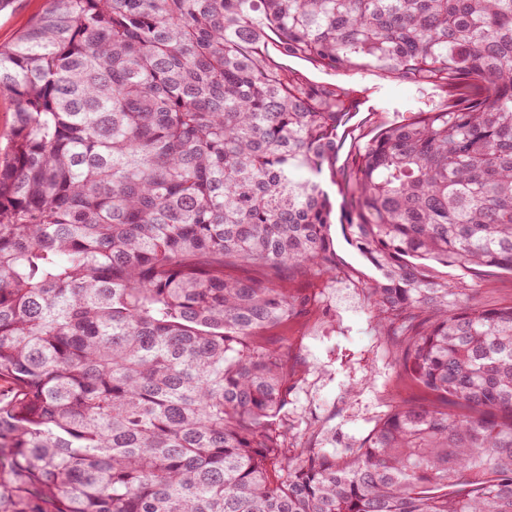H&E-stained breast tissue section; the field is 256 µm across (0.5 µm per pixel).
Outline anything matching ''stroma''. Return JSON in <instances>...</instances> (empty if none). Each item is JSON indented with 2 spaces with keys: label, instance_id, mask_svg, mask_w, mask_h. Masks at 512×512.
<instances>
[{
  "label": "stroma",
  "instance_id": "1",
  "mask_svg": "<svg viewBox=\"0 0 512 512\" xmlns=\"http://www.w3.org/2000/svg\"><path fill=\"white\" fill-rule=\"evenodd\" d=\"M45 5L46 0H12L0 12V46L10 45ZM354 81L368 88L374 106L402 108L416 95L410 84L387 83L371 74L355 76ZM335 243L338 276L292 282L315 293V311L272 331L300 359L296 393L288 407L293 440L301 442L319 428L328 449L346 448L365 437L400 388L392 353L375 326L362 287L346 276L365 264L343 237H336Z\"/></svg>",
  "mask_w": 512,
  "mask_h": 512
}]
</instances>
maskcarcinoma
I'll return each instance as SVG.
<instances>
[{
	"label": "carcinoma",
	"instance_id": "obj_1",
	"mask_svg": "<svg viewBox=\"0 0 512 512\" xmlns=\"http://www.w3.org/2000/svg\"><path fill=\"white\" fill-rule=\"evenodd\" d=\"M0 93V512H512V0H47ZM335 225L428 396L339 452L268 335ZM350 80L369 89L370 102L368 104L374 106L391 104L392 106L400 107L403 111L405 105L416 96L415 88L410 84L383 82L371 74L353 76ZM15 105L9 95L0 96V153L7 148L13 134ZM478 299L486 306H497L512 301V275L499 274L494 281L481 283Z\"/></svg>",
	"mask_w": 512,
	"mask_h": 512
}]
</instances>
